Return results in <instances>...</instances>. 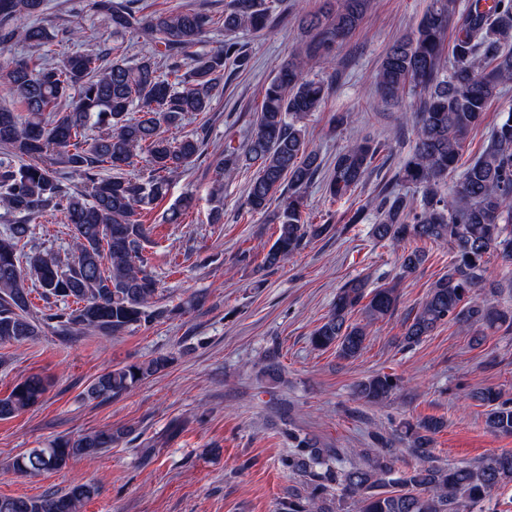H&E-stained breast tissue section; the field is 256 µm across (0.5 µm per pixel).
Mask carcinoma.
<instances>
[{
	"instance_id": "obj_1",
	"label": "carcinoma",
	"mask_w": 512,
	"mask_h": 512,
	"mask_svg": "<svg viewBox=\"0 0 512 512\" xmlns=\"http://www.w3.org/2000/svg\"><path fill=\"white\" fill-rule=\"evenodd\" d=\"M138 0H91V9L112 28V46L102 52H74L58 65L41 55L0 64V89L10 104L0 106V343L23 344L50 329L61 336L97 333L118 336L170 318L184 308L158 307L159 284L143 255L148 228L143 211L163 197L171 174L186 170L202 154L204 135L180 140L170 130L189 113L208 112L230 69L248 65L242 32L260 33L274 21V0H226L224 14L170 10L148 15ZM45 0H0V50L22 41L33 47L73 42L80 33L34 23ZM368 0H340L337 9L305 15L309 40L281 64L264 88L255 130L245 147H224L214 166V195L224 178L255 168L247 205L264 212L283 185L290 193L273 216L278 235L260 263L270 269L288 261L310 239L331 229L306 219V189L322 169L309 146L305 120L320 110L332 79L308 70L310 61L331 56L336 45L358 28ZM153 36L151 51L127 61L122 37L137 30ZM224 31V45L201 50L207 34ZM454 31L447 44L448 31ZM512 82V0H469L458 10L451 0H434L409 36L395 40L378 71V91L397 104L416 95L413 139L394 181L385 184L374 209L372 236L403 247L402 274L428 259L426 245L449 244L448 274L436 280L405 323L401 343L418 344L443 325L473 331L480 344L485 332L512 331V309L499 308L488 294L496 284L489 258L512 263V111L503 113L482 153L463 170L458 162L470 132L482 121L500 87ZM385 144L365 135L336 153L323 183L325 196L338 201L362 184ZM145 160L149 176L137 181L123 168ZM113 170L109 175L105 169ZM458 173L450 192L448 176ZM81 178L68 189L64 179ZM413 189L408 194L403 188ZM192 206L185 196L163 219L179 224ZM59 214L68 224L73 257L51 249L24 251L32 223ZM63 306L35 317L32 288ZM400 302L395 283L368 289L360 278L336 292L328 315L310 342L318 350L336 349L356 360L366 350L368 328L392 316ZM361 320H353L354 315ZM174 360L159 353L108 369L88 390L96 398L118 397L137 383L164 371ZM403 388V380L376 374L356 386L357 398L381 404ZM47 390L38 375L20 379L0 398V420L38 405ZM470 398L488 407L486 427L512 434V398L492 387ZM445 422L434 416L403 422L397 433L407 440L415 464L396 468L390 440L372 434V456L345 463L350 448H328L307 434L288 433L291 446L282 468L301 478L279 500L278 512H494L496 491L512 484V453L491 455L473 465L436 464L433 436ZM134 429L116 427L78 436L60 435L42 448L13 460L21 474L59 470L76 458L93 457L105 448L133 440ZM98 494L91 482H76L65 492L36 497H0V512H81Z\"/></svg>"
}]
</instances>
